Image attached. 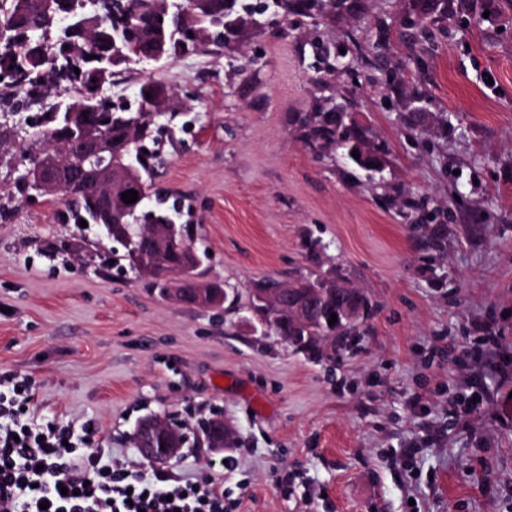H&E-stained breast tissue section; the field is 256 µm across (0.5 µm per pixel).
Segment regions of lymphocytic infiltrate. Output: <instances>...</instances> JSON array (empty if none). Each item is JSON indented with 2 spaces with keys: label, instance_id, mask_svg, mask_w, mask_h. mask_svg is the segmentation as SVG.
<instances>
[{
  "label": "lymphocytic infiltrate",
  "instance_id": "obj_1",
  "mask_svg": "<svg viewBox=\"0 0 512 512\" xmlns=\"http://www.w3.org/2000/svg\"><path fill=\"white\" fill-rule=\"evenodd\" d=\"M29 389L0 391V512H224V480L191 482L73 446L72 429L31 418Z\"/></svg>",
  "mask_w": 512,
  "mask_h": 512
}]
</instances>
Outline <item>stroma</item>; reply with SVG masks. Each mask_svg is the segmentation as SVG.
<instances>
[{
    "mask_svg": "<svg viewBox=\"0 0 512 512\" xmlns=\"http://www.w3.org/2000/svg\"><path fill=\"white\" fill-rule=\"evenodd\" d=\"M412 4L348 0L286 36L248 30L231 57L134 64L103 87L131 103L154 79L195 117L156 182L203 226L202 281L245 303L258 280L330 273L371 298L341 357L310 359L252 332L246 310L116 274L112 242L16 192L18 128L37 104L0 112V387L28 379L35 420L132 467L141 416L221 413L237 438L220 454L235 467L224 512H512V0H471L466 24L420 52L404 37ZM317 39L363 54L318 87ZM341 89L389 148L381 180L353 183L345 159H315L298 138L297 116ZM382 194L420 208L403 223ZM480 325L501 341L474 354ZM220 455L185 447L166 469L191 481Z\"/></svg>",
    "mask_w": 512,
    "mask_h": 512,
    "instance_id": "stroma-1",
    "label": "stroma"
}]
</instances>
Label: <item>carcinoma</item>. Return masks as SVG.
<instances>
[{
    "instance_id": "carcinoma-1",
    "label": "carcinoma",
    "mask_w": 512,
    "mask_h": 512,
    "mask_svg": "<svg viewBox=\"0 0 512 512\" xmlns=\"http://www.w3.org/2000/svg\"><path fill=\"white\" fill-rule=\"evenodd\" d=\"M266 9L258 13L250 8L256 0H179L182 11H175L171 0H126L125 39L146 53L159 52L160 60L167 61L182 53L218 52L232 48V39L247 30L260 28L267 15L289 21L292 16L318 20L320 8L329 4L333 10L344 8L347 0H264ZM458 11L455 0H440L439 5L420 6V13L409 22V29L426 38L453 18ZM58 14H77L94 17L91 0H9L8 8L0 12V30L6 37L0 41V72H9L3 84L6 92L0 93V103L14 104L21 100L30 105L54 95L68 105L92 101L96 113L88 121L95 123L103 114L112 118V161L119 162L127 155L135 162L134 177L126 190L138 192L132 204L122 200V193L112 197V235L130 238L129 245L121 252L112 253L114 266L140 280L145 278L143 266L154 265L160 269L152 285L164 292L168 288L186 291L184 303L190 304L191 288L199 278V269L209 259V250L202 233V225L181 222L191 208L184 200L154 187L153 180L162 164V152L157 133L158 117L149 112L136 113L116 109L103 95L96 77L95 62L90 59L95 48L80 34H67L58 30L53 17ZM317 65L315 82L322 83L324 76L336 72L341 61L337 53L322 44L316 46ZM79 72H74V69ZM140 101L162 114L166 125L179 117L177 106L164 85L150 80L141 85ZM60 102V103H62ZM60 103L53 104L42 114L41 121L26 132L37 156L51 149L65 150L72 154L75 163L83 170L98 165L100 158L82 148L79 134L66 130L56 119ZM347 105L343 101L328 99L315 111L307 112L300 119L299 133L304 145L317 157L340 154L351 166L349 177L358 180L357 172L363 169L361 161L351 152L369 155L379 164V171L386 166L385 147L372 142L369 128L345 122ZM109 163V160L102 161ZM55 196L67 208L75 221L92 224L99 219L93 208L94 184L82 179L65 183ZM145 210L154 213L157 220L173 224L179 245L157 256L155 249L136 232V218ZM312 320L307 335L314 337L313 346L306 351L312 356L321 355L319 345L328 340L337 348L344 347L349 339L361 334L365 323H349L337 318L329 324L336 312V297L328 289L318 288L312 295ZM263 336H275L288 342L293 323L288 316L268 310L263 316Z\"/></svg>"
}]
</instances>
